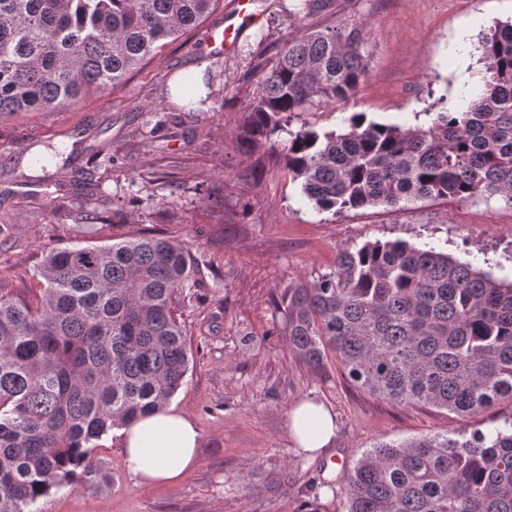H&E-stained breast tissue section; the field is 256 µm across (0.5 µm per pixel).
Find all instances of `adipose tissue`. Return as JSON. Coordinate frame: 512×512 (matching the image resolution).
I'll list each match as a JSON object with an SVG mask.
<instances>
[{"mask_svg": "<svg viewBox=\"0 0 512 512\" xmlns=\"http://www.w3.org/2000/svg\"><path fill=\"white\" fill-rule=\"evenodd\" d=\"M290 431L307 456L320 455L336 439V422L324 405L304 402L289 413ZM122 459L142 484H179L198 459L200 434L192 419L174 408L141 415L122 427Z\"/></svg>", "mask_w": 512, "mask_h": 512, "instance_id": "obj_1", "label": "adipose tissue"}]
</instances>
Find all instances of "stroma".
Returning <instances> with one entry per match:
<instances>
[{
	"label": "stroma",
	"mask_w": 512,
	"mask_h": 512,
	"mask_svg": "<svg viewBox=\"0 0 512 512\" xmlns=\"http://www.w3.org/2000/svg\"><path fill=\"white\" fill-rule=\"evenodd\" d=\"M236 4L219 0L114 90L67 108L0 113V293L39 299L38 265L50 250L142 236L181 243L201 270L194 301L177 311L191 360L170 401L200 431L196 468L176 487L139 484L114 430L95 451L101 486L52 490L35 512H346L342 486L321 485L320 471L345 472L380 442L512 419L510 398L463 419L378 400L332 356L312 371L289 352L276 304L288 284L312 281L339 252L375 240L432 247L511 280L512 207L492 197L323 211L266 148L248 153L239 142L278 52L305 30L347 23L364 26L366 80L346 105L296 113L290 129L341 132L355 112L425 125L477 83L481 33L512 19V0H327L307 15L295 0H260V23L214 53L206 38L232 23ZM201 62L216 111L174 107L173 78ZM83 211L97 221H80ZM309 399L336 414V441L316 458L297 449L288 426L290 410ZM255 471L288 480L258 492L249 487Z\"/></svg>",
	"instance_id": "obj_1"
}]
</instances>
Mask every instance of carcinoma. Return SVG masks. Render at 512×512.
<instances>
[{"mask_svg": "<svg viewBox=\"0 0 512 512\" xmlns=\"http://www.w3.org/2000/svg\"><path fill=\"white\" fill-rule=\"evenodd\" d=\"M218 0H0V112L106 92ZM481 88L425 126L366 121L341 133L297 112L358 94L363 25L307 31L260 79L242 141L271 142L302 196L325 211L498 196L512 207V20L482 36ZM183 108L205 106L185 77ZM286 133L281 149L272 143ZM37 307L0 294V512H33L51 490L96 488L98 441L162 408L189 369L180 303L198 266L181 244L141 237L50 251ZM288 349L327 352L370 395L470 417L512 399V281L433 248L367 241L281 295ZM339 480L347 512H512V420L470 435L380 443Z\"/></svg>", "mask_w": 512, "mask_h": 512, "instance_id": "1", "label": "carcinoma"}]
</instances>
